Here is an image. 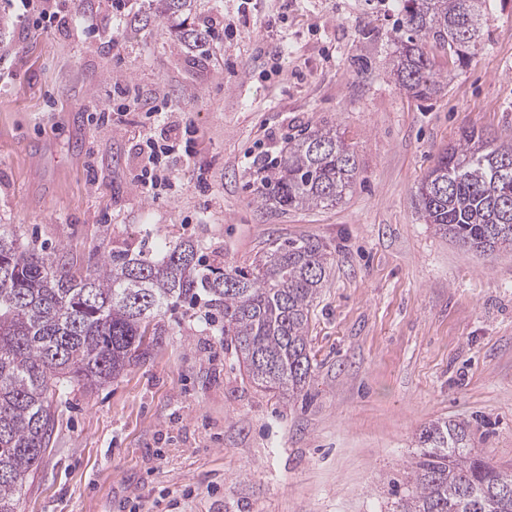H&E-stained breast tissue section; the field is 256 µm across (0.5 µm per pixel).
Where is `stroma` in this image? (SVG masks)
I'll return each instance as SVG.
<instances>
[{
    "mask_svg": "<svg viewBox=\"0 0 512 512\" xmlns=\"http://www.w3.org/2000/svg\"><path fill=\"white\" fill-rule=\"evenodd\" d=\"M136 0H58L54 17L0 0V232L93 272L195 242L247 266L275 239L311 238L329 278L309 315L314 377L287 400L248 382L193 302L163 310L161 343L94 389L69 388L17 512H399L417 437L471 423L512 470V250L460 248L415 207L439 155L473 129L512 144V0H492L484 46L428 99L391 79L396 0H195L230 30L198 46ZM284 45L258 56L257 44ZM170 105L163 125L98 123L120 105ZM336 127L358 160L335 206L270 212L248 156L305 127ZM189 129L180 184L133 182L144 135Z\"/></svg>",
    "mask_w": 512,
    "mask_h": 512,
    "instance_id": "35a3bbf8",
    "label": "stroma"
}]
</instances>
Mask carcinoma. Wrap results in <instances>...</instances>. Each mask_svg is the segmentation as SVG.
<instances>
[{
	"label": "carcinoma",
	"mask_w": 512,
	"mask_h": 512,
	"mask_svg": "<svg viewBox=\"0 0 512 512\" xmlns=\"http://www.w3.org/2000/svg\"><path fill=\"white\" fill-rule=\"evenodd\" d=\"M162 18L194 0H157ZM489 0H402L391 75L428 98L453 73L432 70L428 48L468 63L483 42ZM357 172L336 129L310 128L288 140L257 191L262 208L333 206ZM425 223L483 254L512 249V149L475 131L448 147L418 188ZM329 275L317 240L272 242L251 267H202L190 241L157 261L114 256L85 277L0 234V512H16L55 425L49 397L59 383L99 386L149 354L163 309L205 292L224 317L247 379L267 390L302 392L312 377L310 308ZM466 421H433L419 433L400 512H512V471L470 446Z\"/></svg>",
	"instance_id": "1"
}]
</instances>
